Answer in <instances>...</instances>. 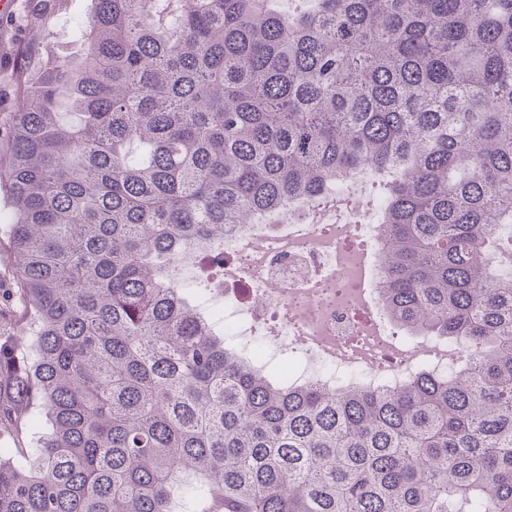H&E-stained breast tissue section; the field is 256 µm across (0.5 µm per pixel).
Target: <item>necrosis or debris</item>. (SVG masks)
Segmentation results:
<instances>
[{
  "instance_id": "1",
  "label": "necrosis or debris",
  "mask_w": 512,
  "mask_h": 512,
  "mask_svg": "<svg viewBox=\"0 0 512 512\" xmlns=\"http://www.w3.org/2000/svg\"><path fill=\"white\" fill-rule=\"evenodd\" d=\"M308 216L249 217L224 235L223 279L217 290L238 325L274 313L276 331L261 353L238 349V356L259 368L269 367L291 350L306 351L318 366L311 372L288 370L285 385L311 381L339 389L349 384L397 386L421 368L444 374L445 358L423 359L427 337L414 338L405 352L383 345L372 333L374 310L359 301L361 288L377 291L380 271L360 280V247L380 249L377 225L366 221L359 205L343 189L328 193L323 208L309 206Z\"/></svg>"
}]
</instances>
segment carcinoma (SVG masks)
I'll list each match as a JSON object with an SVG mask.
<instances>
[{
    "label": "carcinoma",
    "mask_w": 512,
    "mask_h": 512,
    "mask_svg": "<svg viewBox=\"0 0 512 512\" xmlns=\"http://www.w3.org/2000/svg\"><path fill=\"white\" fill-rule=\"evenodd\" d=\"M93 2L81 58L18 60L0 188L32 344L0 335V429L51 428L0 448V512H512V283L485 262L512 261V0ZM364 166L394 173L390 320L467 349L287 387L177 259Z\"/></svg>",
    "instance_id": "carcinoma-1"
}]
</instances>
